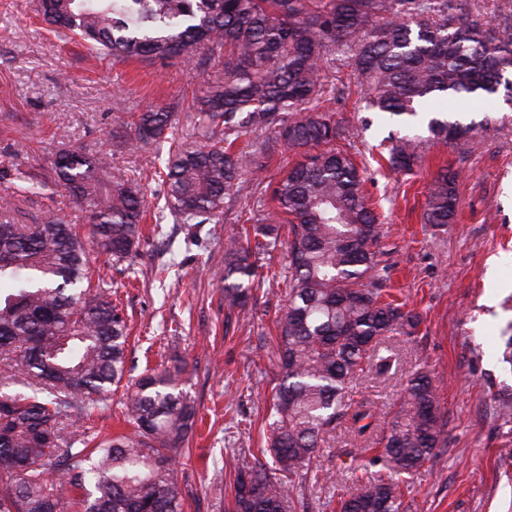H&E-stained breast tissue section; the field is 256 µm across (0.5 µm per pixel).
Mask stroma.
<instances>
[{
  "label": "stroma",
  "instance_id": "1",
  "mask_svg": "<svg viewBox=\"0 0 512 512\" xmlns=\"http://www.w3.org/2000/svg\"><path fill=\"white\" fill-rule=\"evenodd\" d=\"M32 0H0V161L13 164L19 181L0 184V196L15 200L27 224L55 216L84 223L64 188L48 183L40 197L24 191L27 179H43L63 148L111 155L128 176H146L152 211L164 205L156 169L167 144L125 152L112 130L136 113L164 107L205 88L213 66L180 62L116 64L87 46L60 40L33 12ZM337 88L323 103L344 135L336 146L363 170L365 190L378 216L379 258L389 269L392 295L424 318L414 338L390 341L389 372L353 382L350 397L374 411L372 426L357 435L341 424L325 437L310 464L311 479L297 489L296 512H330L333 481L355 482L337 450L377 447L409 374L425 363L438 386L447 438L436 457L404 489L411 512H512V423L504 424L496 398L512 372L498 357L501 334L512 322V108L502 98L454 97L444 102L449 119L476 122L473 137L448 145L434 142L426 127L381 120L368 110L348 70L328 73ZM416 136L422 163L394 171L388 163L391 134ZM245 150L265 151L262 173L244 171L218 223L192 234L165 218L168 235L143 241L120 271L105 258L97 269L119 289L130 329L127 368L139 375L174 354L187 361L183 388L203 422L190 440V454L176 463L186 492L185 512H224L233 491L224 462L231 451L253 458L266 430L275 358V319L285 302L288 258L284 245L258 258L277 279L261 281L256 302L238 319L225 321L224 243L240 234L242 211L270 216L267 187L295 162L275 128L242 133ZM460 174L455 223L422 219L428 185L442 167Z\"/></svg>",
  "mask_w": 512,
  "mask_h": 512
}]
</instances>
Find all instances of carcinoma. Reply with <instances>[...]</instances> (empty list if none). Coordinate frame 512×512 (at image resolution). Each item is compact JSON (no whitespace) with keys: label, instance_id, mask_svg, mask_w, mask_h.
I'll return each instance as SVG.
<instances>
[{"label":"carcinoma","instance_id":"obj_1","mask_svg":"<svg viewBox=\"0 0 512 512\" xmlns=\"http://www.w3.org/2000/svg\"><path fill=\"white\" fill-rule=\"evenodd\" d=\"M55 32L80 37L115 63H200L220 54L224 78L192 97L203 143L168 138L175 107L138 113L121 145L135 151L169 143L160 176L164 208L199 232L224 214V198L255 152L240 133L279 125L299 157L269 184L288 229V291L279 310L277 360L266 448L272 464L233 465L230 512H295L323 435L344 421L369 430L371 411L349 397L351 384L391 367L389 341L412 337L421 315L383 295L387 267L375 245L377 217L353 158L333 148L340 127L319 110L326 72L351 69L367 108L406 122L444 97L512 100V6L493 27L475 0H35ZM297 116L288 118V113ZM433 140L471 136L474 124L429 119ZM388 161L410 171L415 139L390 138ZM54 183L76 199L88 231L48 219L0 223V512H184L175 462L198 416L181 387L184 366L147 368L122 404L133 432L94 436L81 421L112 403L127 372L128 325L112 282L93 278L92 258L119 264L137 252L146 219L144 186L112 172L105 156L61 151ZM459 173L433 177L429 224L457 215ZM255 246L237 236L224 249L226 319L246 311L258 266L252 257L280 239L281 224L252 225ZM444 413L430 371L409 376L381 438L383 448L353 470L381 466L352 487L336 482V512H407L406 478L445 443Z\"/></svg>","mask_w":512,"mask_h":512}]
</instances>
